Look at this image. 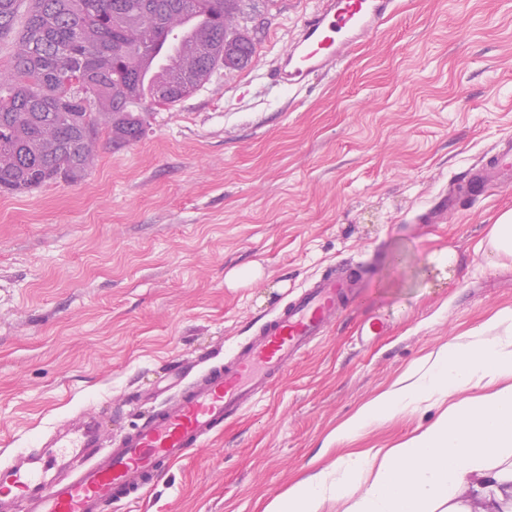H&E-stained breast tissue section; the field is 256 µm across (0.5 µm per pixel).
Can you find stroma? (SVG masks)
<instances>
[{
	"label": "stroma",
	"instance_id": "obj_1",
	"mask_svg": "<svg viewBox=\"0 0 512 512\" xmlns=\"http://www.w3.org/2000/svg\"><path fill=\"white\" fill-rule=\"evenodd\" d=\"M311 0H256L251 64L217 72L83 180L0 194V465L89 410L106 440L153 406L176 361L225 356L308 280L354 260V300L270 393L106 512H264L289 487L432 424L427 401L341 445L360 406L454 336L512 309L488 231L512 186L419 224L512 136V0H400L337 76L301 93L266 72ZM452 249L455 263L436 266ZM259 276L242 278V271ZM383 319L384 336L359 329Z\"/></svg>",
	"mask_w": 512,
	"mask_h": 512
}]
</instances>
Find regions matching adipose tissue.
<instances>
[{"instance_id":"1","label":"adipose tissue","mask_w":512,"mask_h":512,"mask_svg":"<svg viewBox=\"0 0 512 512\" xmlns=\"http://www.w3.org/2000/svg\"><path fill=\"white\" fill-rule=\"evenodd\" d=\"M435 396L452 403L419 434L384 452L337 459L265 512H318L329 495L350 499L346 512H512V310L367 401L334 438Z\"/></svg>"}]
</instances>
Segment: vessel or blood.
<instances>
[{
  "instance_id": "b4317fda",
  "label": "vessel or blood",
  "mask_w": 512,
  "mask_h": 512,
  "mask_svg": "<svg viewBox=\"0 0 512 512\" xmlns=\"http://www.w3.org/2000/svg\"><path fill=\"white\" fill-rule=\"evenodd\" d=\"M397 10L398 0H315L267 78L298 92L335 74ZM511 183L512 138L505 137L468 170L459 191ZM358 281L355 273L331 272L302 287L223 365L193 382L176 376L167 393L155 395L152 414L112 447H104L95 413L55 425L42 439V453L17 452L0 470V512H103L112 503L138 501L203 439L268 393L335 323Z\"/></svg>"
}]
</instances>
